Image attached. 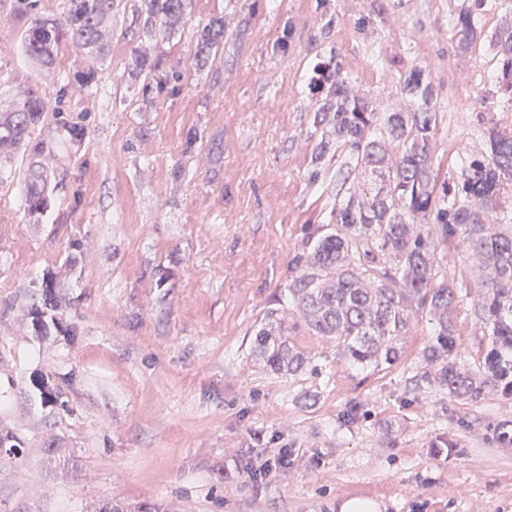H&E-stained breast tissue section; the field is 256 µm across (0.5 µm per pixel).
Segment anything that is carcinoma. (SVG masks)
Listing matches in <instances>:
<instances>
[{
  "label": "carcinoma",
  "instance_id": "cac0c4a2",
  "mask_svg": "<svg viewBox=\"0 0 512 512\" xmlns=\"http://www.w3.org/2000/svg\"><path fill=\"white\" fill-rule=\"evenodd\" d=\"M192 0H133L136 18L153 40L170 39ZM55 16L40 11V0H15L24 18L20 44L31 63L50 72L55 52L65 44L81 53L87 66L66 84L98 89L97 65L108 58L112 16L118 0H61ZM457 48L469 52L486 38L496 66L493 81L502 91L498 111L512 114V21L483 36L478 15L461 6L448 19ZM224 41V20L211 19L199 30L195 65L206 66ZM127 74L151 80L161 90L170 77L147 54L134 50ZM310 85L323 95L315 111L320 139L314 161L336 154V204L307 255L298 261L286 301L315 335L336 346V357L357 370L379 371L402 355L411 322L431 316L434 329L423 350L428 369L422 380L463 402L488 394L512 397V126L482 122L474 130L476 149L461 160L453 181L440 180L431 149L439 122L434 86L426 69L405 76L398 100L387 108L351 81L335 58L319 63ZM48 112L34 87L12 96L0 111V155L23 151L26 205L32 214L49 206L50 178L39 156L48 143L34 138ZM464 235L474 260V282L448 280L442 248ZM473 300L480 339L459 362L453 313ZM255 338V358L276 372L294 374L307 357L278 326L279 314ZM18 438L0 434V454L15 457Z\"/></svg>",
  "mask_w": 512,
  "mask_h": 512
}]
</instances>
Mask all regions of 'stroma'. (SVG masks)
<instances>
[{
    "mask_svg": "<svg viewBox=\"0 0 512 512\" xmlns=\"http://www.w3.org/2000/svg\"><path fill=\"white\" fill-rule=\"evenodd\" d=\"M462 3L192 0L154 47L182 79L151 97L126 73L149 44L131 0L93 93L63 86L81 63L72 47L48 74L23 61L22 22L0 0V83L39 86L36 135L58 144L43 215L25 205L22 160L0 166V431L23 441L21 458H0V512H340L349 499L512 512V447L491 432L512 422V399L462 404L416 385L428 317L412 321L397 363L367 376L295 312L285 333L308 367L277 374L251 352L335 202L336 159H314V65L338 56L385 103L428 65L433 159L451 175L499 96L488 45L456 48L448 18ZM214 17L224 47L198 70L196 29ZM48 288L62 307L33 321ZM42 381L61 403L43 399ZM283 448L286 470L245 477L257 454Z\"/></svg>",
    "mask_w": 512,
    "mask_h": 512,
    "instance_id": "1",
    "label": "stroma"
}]
</instances>
